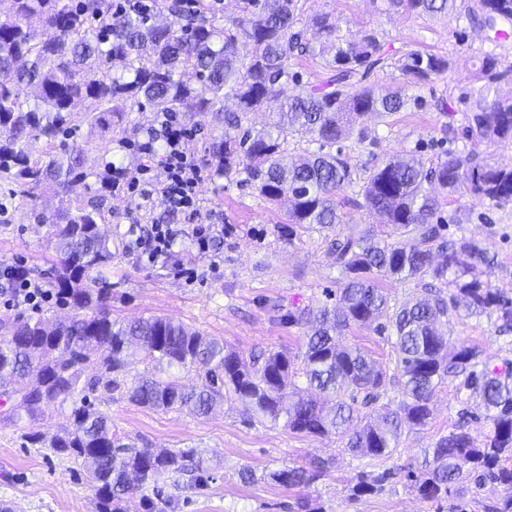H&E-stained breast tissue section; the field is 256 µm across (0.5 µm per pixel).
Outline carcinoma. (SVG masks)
<instances>
[{"label": "carcinoma", "instance_id": "1", "mask_svg": "<svg viewBox=\"0 0 512 512\" xmlns=\"http://www.w3.org/2000/svg\"><path fill=\"white\" fill-rule=\"evenodd\" d=\"M377 1L385 11L418 16L459 11L486 33L491 50L483 53L476 73L480 86L466 93L467 125L459 129L450 123L444 132L450 141L461 132L475 144H512V96L498 93V85L512 79V60L498 51L512 29V0H371ZM305 2L239 0L237 15L224 17L221 25L202 11L188 17L181 0H164L146 11L112 0H0V182L11 186L13 195L34 205L47 190L67 197L90 178L99 190L112 192V162L106 157L91 165L79 151H57V141L76 131L72 109L78 101L97 104L92 119L109 141L125 108L144 101L158 112L208 115L224 129V138L212 144L210 163L226 175L246 173L269 202L288 199L289 235L298 228L333 234L329 248L345 276L336 309H323L312 319L304 310L288 314L291 324L311 325L300 369H294L296 357L286 349L247 360L166 317L112 318V284L100 277L112 261L109 240L99 231L104 196L78 200L53 215L56 260L48 286L71 315L55 323L4 322L0 381L32 376L13 408L14 421L26 418L32 425L42 407L72 403L62 433L49 438L32 427L26 441L83 464L95 484L97 512H123L122 502L137 494L144 512H158L154 498L160 497L161 480L190 465L203 469L191 450L158 451L122 439L93 403L77 399L86 389L118 387L139 354L198 376L192 386L177 376L134 381L128 398L140 407L205 416L221 396L242 402L258 423L281 422L299 435H336L346 451L374 459L393 455L402 426H426L435 392L448 377L464 375L481 397L489 432L478 444L460 421L424 449L419 468L407 478L422 498L438 501L473 474L508 490L491 512H512V364L491 368L465 345L447 352L451 318L463 310L489 309L511 328L512 299L475 276L462 280L489 258L466 239L444 240L442 225L432 221L440 198L462 190L494 206L512 204V168L450 150L427 170L412 156H393L359 177L348 156L324 151L342 141L363 143V117L402 111L411 101L409 87L447 76L452 60L396 48L373 29L344 34L326 14L304 15ZM34 19L43 27L40 39L31 31ZM303 56L322 59L330 76L300 84L290 61ZM388 70L399 71L403 85L372 81ZM291 82L299 90L288 95ZM227 99L236 102L235 109L224 108ZM272 100L280 101V112L268 129L234 135L249 113ZM298 134L313 135L319 148L305 149L288 163L282 144ZM39 139L49 147L45 160L28 151L29 142ZM357 182L362 199L350 202L382 227L410 230L421 246L342 224L336 197ZM436 252L446 256L437 266ZM450 272L455 280L448 294L427 288L425 297L393 308L379 285L382 278L401 282L427 275L442 281ZM386 313L395 329L394 367L336 340L342 331ZM89 370L94 375L87 379ZM298 374L319 399L299 396ZM395 383L402 400L393 409L387 394ZM330 467V461L315 458L308 468L288 467L268 478L300 488Z\"/></svg>", "mask_w": 512, "mask_h": 512}]
</instances>
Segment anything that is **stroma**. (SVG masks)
<instances>
[{"mask_svg":"<svg viewBox=\"0 0 512 512\" xmlns=\"http://www.w3.org/2000/svg\"><path fill=\"white\" fill-rule=\"evenodd\" d=\"M307 11L329 14L345 32L367 26L394 46L451 56L453 70L447 80L412 87L406 109L383 123L365 119L367 140L342 144L352 166L362 172L398 153L411 154L427 167L435 163L445 149L442 139L448 122L435 103L445 101L456 113H464L460 94L469 88L479 57L488 49L483 34L462 18L386 13L374 9L370 0H308ZM93 109L89 100L74 109L73 119L80 126L76 147L91 159L103 153L115 164L137 167L134 143L142 139L152 112L138 107L125 112L121 127L131 144L124 148L106 143L99 129L88 125L87 114ZM199 206L204 216L224 224V261L214 269L198 262L197 278L178 280L169 262L140 263L127 244L131 225L182 224L185 215L172 213L158 196L143 210L136 208L127 190L107 196L103 229L112 244V261L102 275L112 284L113 318L167 317L223 340L225 347L244 357L268 350L302 351L306 329L289 324V313L336 306L343 279L325 235L289 237L287 203L266 201L242 173L205 182ZM31 209L9 196L0 183V265L21 263L41 280L55 252L47 226L33 222ZM437 216L445 237L472 240L487 253L491 263L480 267L481 280L512 297V205L495 207L457 195L442 200ZM388 323V317H380L346 331L341 341L360 347L381 365H392L395 337ZM463 345L477 347L481 360L491 365L512 361V331L500 332L497 315L490 311L455 321L448 349L453 352ZM95 406L110 416L119 436L149 448H190L203 458L204 487L164 482L165 495L178 501L175 512H288L300 497L325 512H457L461 507L485 512L486 505L505 494L503 486H479L466 479L447 499L428 501L405 477L406 469L417 468L423 450L447 435L462 413L471 415L468 428L473 437L487 432L480 399L460 376L449 378L433 396L429 423L403 429L397 450L381 460L351 456L335 436H304L280 425L257 423L233 400L218 404L208 417L196 418L140 407L129 402L121 388L97 393ZM5 410L0 401V503L11 512H96L95 490L85 469L30 447L24 439L27 422L10 421ZM316 457L334 459L335 464L311 486L287 489L269 478L272 471L302 466ZM245 469L254 472V482L241 480ZM383 471L389 477L378 490L354 494L358 474Z\"/></svg>","mask_w":512,"mask_h":512,"instance_id":"obj_1","label":"stroma"}]
</instances>
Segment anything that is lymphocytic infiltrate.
<instances>
[{
  "label": "lymphocytic infiltrate",
  "mask_w": 512,
  "mask_h": 512,
  "mask_svg": "<svg viewBox=\"0 0 512 512\" xmlns=\"http://www.w3.org/2000/svg\"><path fill=\"white\" fill-rule=\"evenodd\" d=\"M146 134L147 140L142 144L141 151L147 159L160 160L166 172L165 180L144 188L131 170L123 166L113 167L112 178L116 185L126 184L137 190L141 201H149L156 194L163 196L170 210L184 213L189 222L180 229L168 224L141 227L136 238L129 242L128 249L140 261L154 263L162 259L172 260L174 277L191 279L197 275L196 267L173 258L179 240H189L198 258L212 261L217 257L213 244L224 237L223 225L200 221L199 188L209 178L211 170L187 155L186 144L195 131L181 122L176 113H155ZM0 279L7 282L6 288L0 293L6 296L8 305L36 308L49 297L48 291L39 282L28 278L18 267L0 266Z\"/></svg>",
  "instance_id": "f902f5d3"
}]
</instances>
